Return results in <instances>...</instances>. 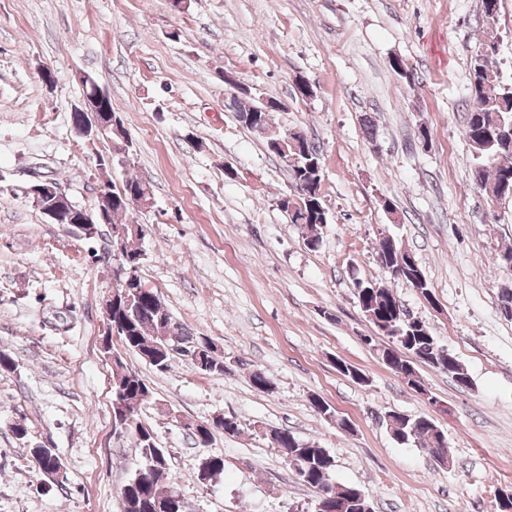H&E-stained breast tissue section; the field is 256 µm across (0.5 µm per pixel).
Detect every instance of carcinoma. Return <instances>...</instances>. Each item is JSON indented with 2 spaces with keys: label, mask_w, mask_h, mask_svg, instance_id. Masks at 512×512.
Instances as JSON below:
<instances>
[{
  "label": "carcinoma",
  "mask_w": 512,
  "mask_h": 512,
  "mask_svg": "<svg viewBox=\"0 0 512 512\" xmlns=\"http://www.w3.org/2000/svg\"><path fill=\"white\" fill-rule=\"evenodd\" d=\"M497 52L496 43H485L471 61L470 102L464 131L474 158L472 181L492 202L502 199L504 193H512V144H501L503 131L512 123V84L502 83L500 73L492 65ZM232 109L242 124L264 139L271 153L279 154L275 148L276 130L269 122L267 108L235 99ZM288 153L293 156L288 163L291 182L304 187L306 192L297 195L295 202H279L281 209L291 224L314 229L328 223L327 208L321 195V157L316 144L306 134L297 131L293 141L288 143ZM106 191L112 198L109 224L114 229L127 224L125 215L129 193L140 192L146 195V199H151L149 184L137 178L126 180L120 190L108 187ZM142 236L143 230L134 235L129 229L122 246L121 266L133 267L137 289L133 302L127 308L130 325L119 333V345L112 346V352L118 355L134 353L155 369L166 371L175 361V356L169 351L164 326L170 324L177 328L180 338L186 342L197 343L200 337L190 335L181 323L175 321L158 296H153L152 303H144L148 293L142 291L139 275L144 252L134 246ZM402 251L400 244L394 245L391 239L384 238L378 243L377 258L389 271L398 267V254ZM353 285L362 312L392 326V330L385 334L391 345L379 348V355L397 377L405 379L409 386L421 387L415 367L418 361L451 375L460 386L471 385L460 361L439 346L428 327L419 320L413 323L404 320L405 309L390 289L361 279L355 280ZM149 393L151 389L141 375L129 368L124 360H119L112 374V406L128 420L126 435L133 439L137 455L136 470L129 474L120 488L123 512H157L156 505L175 500L180 493L170 473L168 451L159 448L153 428L144 423L137 413L140 406L147 403L144 396ZM387 428L396 440L412 442L433 458L442 457L448 451L447 445L443 444V431L429 417L391 414ZM269 442L285 456L301 482L318 492L325 489L335 467L334 458L326 449L281 429L273 430ZM362 493L363 490L356 485L336 483L335 498L329 506L321 511L312 507L309 512H359L362 507H370L369 500L361 498Z\"/></svg>",
  "instance_id": "1"
}]
</instances>
